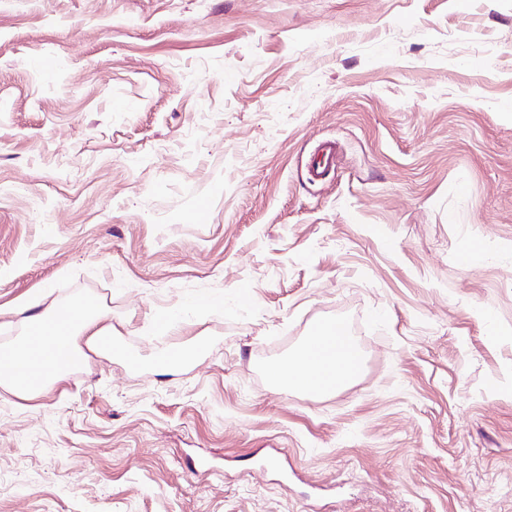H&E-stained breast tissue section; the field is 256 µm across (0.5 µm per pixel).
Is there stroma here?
Masks as SVG:
<instances>
[{
  "label": "stroma",
  "instance_id": "1",
  "mask_svg": "<svg viewBox=\"0 0 512 512\" xmlns=\"http://www.w3.org/2000/svg\"><path fill=\"white\" fill-rule=\"evenodd\" d=\"M87 294L0 512H512V0H0V345ZM336 157V144L324 142L308 166V175L311 182L322 180L333 168ZM345 336H335L328 326H318L302 349L274 369L275 381L317 394L335 392L355 381L361 370L357 362L345 358Z\"/></svg>",
  "mask_w": 512,
  "mask_h": 512
}]
</instances>
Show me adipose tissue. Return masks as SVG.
I'll use <instances>...</instances> for the list:
<instances>
[{"instance_id": "1", "label": "adipose tissue", "mask_w": 512, "mask_h": 512, "mask_svg": "<svg viewBox=\"0 0 512 512\" xmlns=\"http://www.w3.org/2000/svg\"><path fill=\"white\" fill-rule=\"evenodd\" d=\"M25 322L27 329L20 342L0 346V385L26 398L38 396L49 383L62 380L71 367L83 362L82 348L76 345L78 337H86L88 345L95 347L112 335L106 312L96 306L71 304L30 315ZM62 340L73 345L71 357L65 364L52 359L55 345ZM346 343L345 337L333 334L328 326H318L292 359L276 366V382L317 394L332 393L354 382L361 365L346 359ZM18 359L34 360L48 366L49 371L26 382L18 381L9 371L10 365Z\"/></svg>"}]
</instances>
